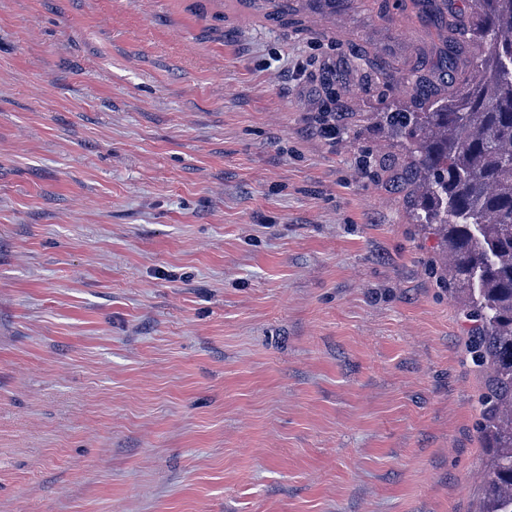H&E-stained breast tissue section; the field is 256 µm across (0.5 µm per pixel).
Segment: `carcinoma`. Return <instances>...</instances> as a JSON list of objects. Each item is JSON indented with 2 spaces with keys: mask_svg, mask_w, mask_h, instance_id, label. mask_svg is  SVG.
Returning a JSON list of instances; mask_svg holds the SVG:
<instances>
[{
  "mask_svg": "<svg viewBox=\"0 0 512 512\" xmlns=\"http://www.w3.org/2000/svg\"><path fill=\"white\" fill-rule=\"evenodd\" d=\"M467 35L487 45L485 80L433 96L418 112H386L421 175L416 220L448 245L471 349L488 368L483 434L494 448L481 512H512V0H469Z\"/></svg>",
  "mask_w": 512,
  "mask_h": 512,
  "instance_id": "1",
  "label": "carcinoma"
}]
</instances>
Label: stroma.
Masks as SVG:
<instances>
[{
	"label": "stroma",
	"mask_w": 512,
	"mask_h": 512,
	"mask_svg": "<svg viewBox=\"0 0 512 512\" xmlns=\"http://www.w3.org/2000/svg\"><path fill=\"white\" fill-rule=\"evenodd\" d=\"M290 2L0 0V512H478L490 374L379 118L448 31ZM277 1L278 0H247L245 2V6L254 14L268 17L275 12ZM290 10L293 9L291 8V5L288 4V0H281L277 5V10L274 13V16L276 15L281 18L288 17Z\"/></svg>",
	"instance_id": "obj_1"
}]
</instances>
